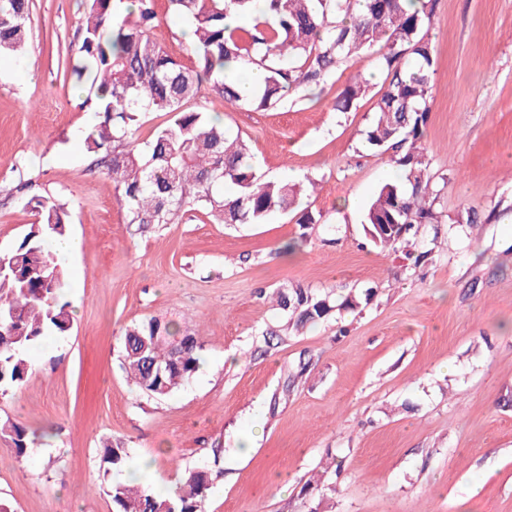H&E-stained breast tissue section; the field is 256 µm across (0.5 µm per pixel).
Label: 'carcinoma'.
<instances>
[{
	"label": "carcinoma",
	"instance_id": "1",
	"mask_svg": "<svg viewBox=\"0 0 512 512\" xmlns=\"http://www.w3.org/2000/svg\"><path fill=\"white\" fill-rule=\"evenodd\" d=\"M121 2L85 0L70 75L101 116L84 147L112 180L127 223L175 224L185 213L200 210L218 224H264L275 212L297 208L300 188L264 178L243 138L188 103L198 99L206 81L231 106H283L291 96L325 83L350 57L371 52L384 80L365 142L388 156L403 178L380 187L365 224L375 244L400 250L417 264L427 258L426 252L413 255L418 227L445 223L437 208L440 189L422 144L435 75L430 31L436 0H419L415 8L412 0H266L263 15L234 27L226 18L252 13L254 0H169L189 24L193 68L151 38L158 22L155 0H130L131 8L119 18ZM29 15V0H0L1 54L25 50ZM253 66L264 69V82L244 98L238 76ZM368 85L365 76H351L333 110L356 107ZM146 112H165L171 119L142 150L135 134ZM26 205L36 222L14 249L0 253L1 397L25 381L29 351L48 335H66L73 322L65 300L67 273L50 249L52 239L69 233L68 210L59 200L38 195ZM378 224H396L398 230L381 233ZM274 295L276 310L297 330L361 305L356 295L338 303L330 292L301 286L279 288ZM174 340L187 345L176 362ZM200 350L194 330L152 317L125 330L123 368L138 391L162 399L196 373ZM145 358L161 371L147 368ZM0 433L11 438L18 455L27 454L32 440L25 426L7 419L0 421ZM129 459L125 445L103 442L101 462L107 469L119 473ZM210 485L207 468H189L171 492L117 480L107 494L113 512H203Z\"/></svg>",
	"mask_w": 512,
	"mask_h": 512
}]
</instances>
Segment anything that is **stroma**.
<instances>
[{"instance_id": "stroma-1", "label": "stroma", "mask_w": 512, "mask_h": 512, "mask_svg": "<svg viewBox=\"0 0 512 512\" xmlns=\"http://www.w3.org/2000/svg\"><path fill=\"white\" fill-rule=\"evenodd\" d=\"M156 9L153 38L194 67L187 22L169 0ZM83 18V0H31L29 49L0 56V251L35 221L11 192L27 159L31 194L65 203L80 243L69 335L33 348L26 380L0 397V419L36 435L23 457L0 435V501L113 512L109 439L149 464L143 481L159 492L211 467L205 512H512V0H437L425 144L453 227L421 226L419 264L374 245L364 224L395 170L364 141L380 83L371 54L284 108L203 93L264 174L306 188L321 223L214 224L192 211L139 225L83 149L92 108L68 73ZM357 72L372 90L333 111ZM471 207L488 222L458 223ZM296 286L370 298L297 333L269 299ZM153 316L194 326L202 346L199 370L161 400L122 367L124 329ZM331 457L339 473L306 494Z\"/></svg>"}]
</instances>
